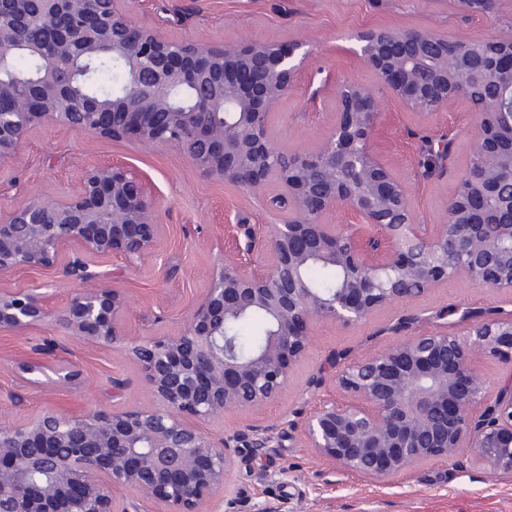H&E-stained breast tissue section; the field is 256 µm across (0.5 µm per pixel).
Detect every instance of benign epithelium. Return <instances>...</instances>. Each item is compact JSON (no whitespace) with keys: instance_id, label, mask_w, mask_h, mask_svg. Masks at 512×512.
<instances>
[{"instance_id":"benign-epithelium-1","label":"benign epithelium","mask_w":512,"mask_h":512,"mask_svg":"<svg viewBox=\"0 0 512 512\" xmlns=\"http://www.w3.org/2000/svg\"><path fill=\"white\" fill-rule=\"evenodd\" d=\"M37 25L41 39L25 32ZM482 43L427 31L372 29L349 49L375 83L349 79L336 87L337 119L311 151H286L268 133V113L288 96L307 55L301 43L244 42L215 46L176 42L140 26L118 0H0V72L27 51L40 61L21 96L0 76V171L21 163L19 146L41 122L95 136L133 139L151 150L181 151L204 177L264 197L271 182L288 220L262 239L266 263L247 271L236 255L212 275L183 329L171 336L131 337L123 325L128 297L94 284L78 258L71 272L86 284L57 312L50 295L0 289V332H22L52 319L74 336L118 345L140 368L149 407L43 413L0 424V512H137L114 492L153 500L164 512H200L224 488L240 438L211 437L205 426L232 411L275 402L309 347L313 327L332 320L357 325L375 311L419 297L462 277L477 288L512 293V95L468 102L479 166L446 206L445 223H415L405 185L372 141L390 95L425 118L456 99L477 76L512 90V31ZM122 63L118 94L85 93L89 64L104 56ZM61 69L71 72L60 81ZM346 209L354 224H327ZM164 230L145 177L114 162L95 167L77 190L57 200L34 199L0 212V278L54 264L59 250L120 253L133 263L153 252ZM312 262L337 267L338 286L309 287ZM416 287L409 288L407 284ZM263 313L272 333L260 349L239 355L227 322ZM512 365V315L473 321L462 332L433 329L335 368L328 377L343 396L320 402L291 426L305 447L343 470L390 479L422 462L466 452L493 475L512 476V377L490 393L478 360ZM53 382L79 376L70 363L50 367ZM248 446L274 443L270 428L253 430Z\"/></svg>"}]
</instances>
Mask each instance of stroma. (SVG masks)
<instances>
[{
  "instance_id": "1",
  "label": "stroma",
  "mask_w": 512,
  "mask_h": 512,
  "mask_svg": "<svg viewBox=\"0 0 512 512\" xmlns=\"http://www.w3.org/2000/svg\"><path fill=\"white\" fill-rule=\"evenodd\" d=\"M122 5L138 24L174 41L305 43L308 64L268 115L269 133L291 152L314 149L330 132L335 84L350 78L372 82V73L350 52L359 32L415 29L469 41L512 30V0H498L485 14L463 11L452 0H123ZM474 134V117L463 102H452L423 122L396 99L385 98L375 147L407 185L417 223H443L446 204L469 164ZM20 155L21 166L0 176L5 209L63 197L87 168L113 160L146 177L164 226L155 252L135 264L118 253L85 258L91 270L104 273V285L126 292V329L133 336L180 332L225 253L245 244V227L264 230L287 218L242 187L201 177L173 147L146 150L130 139L43 123L30 130ZM72 258L71 249H63L53 268L17 272L0 279V289L47 292L55 308H63L82 288L67 273ZM465 310L506 315L512 313V296L458 278L413 301L382 308L355 326L317 324L305 358L277 402L258 411L231 412L208 425L216 437L271 427L278 445L262 453L241 449L225 490L204 503V512H512V477L488 474L468 454L374 480L346 473L304 447L290 425L330 397L328 387L314 382L328 375L331 358L351 361L422 329L457 331ZM59 359L80 370L78 381L48 382L42 370ZM28 364L35 365V373L25 372ZM150 402L140 368L121 347L70 336L56 322L0 334L1 421L17 423L41 411H78L90 403L119 410Z\"/></svg>"
}]
</instances>
